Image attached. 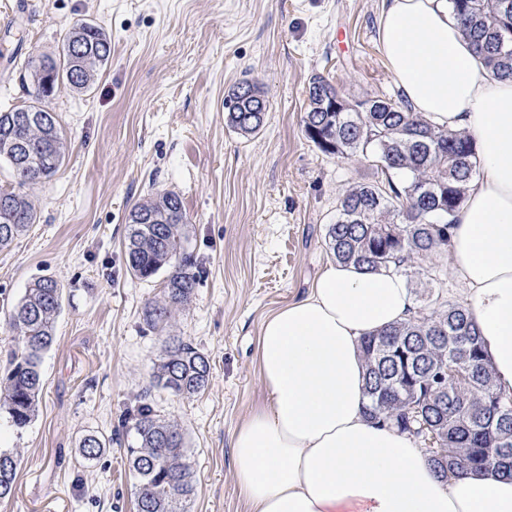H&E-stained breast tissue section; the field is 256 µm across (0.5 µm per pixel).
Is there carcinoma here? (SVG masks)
I'll return each instance as SVG.
<instances>
[{
  "mask_svg": "<svg viewBox=\"0 0 512 512\" xmlns=\"http://www.w3.org/2000/svg\"><path fill=\"white\" fill-rule=\"evenodd\" d=\"M464 36L498 77L512 78V0H449ZM112 55L103 28L74 24L61 52L24 61L33 99L16 112L0 109V160L16 187L0 188V247L29 231L36 212L26 188L49 180L62 165L66 144L56 113L46 99L62 85L88 91ZM336 88L321 73L305 87L301 125L322 153L371 158L385 175L338 198L327 244L335 260L371 271L391 269L415 285L421 262L451 247L452 218L465 204L476 152L464 132L438 127L411 111L402 97H373L337 110L317 93ZM263 111H252L255 98ZM269 102L259 83L243 80L224 96L225 125L249 137L265 125ZM124 249L131 274L149 280L164 272L163 299L145 307L147 326L159 329L171 311L188 305L200 272L185 247L189 221L180 195L157 193L133 205ZM418 305L411 319L361 339L366 367L365 415L397 428L424 445L442 478L472 467L512 472V399L497 391L481 336L461 305L430 290L411 289ZM63 292L50 278L36 281L11 313L21 348L8 354L0 377V412L22 429L35 416L42 391V359L54 342ZM208 358L178 337L166 341L154 363L151 384L176 395L205 390ZM137 446L127 449L128 469L138 483L136 512H187L195 495L193 471L185 459V438L177 425L158 416L144 397L127 413ZM112 439L84 436V459L100 457ZM18 460L0 448V500L15 493Z\"/></svg>",
  "mask_w": 512,
  "mask_h": 512,
  "instance_id": "obj_1",
  "label": "carcinoma"
}]
</instances>
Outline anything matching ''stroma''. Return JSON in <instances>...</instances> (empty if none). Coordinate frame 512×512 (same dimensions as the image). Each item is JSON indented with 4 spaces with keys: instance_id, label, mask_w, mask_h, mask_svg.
Segmentation results:
<instances>
[{
    "instance_id": "35a3bbf8",
    "label": "stroma",
    "mask_w": 512,
    "mask_h": 512,
    "mask_svg": "<svg viewBox=\"0 0 512 512\" xmlns=\"http://www.w3.org/2000/svg\"><path fill=\"white\" fill-rule=\"evenodd\" d=\"M383 0H0V108L28 104L30 80L8 59L55 55L76 20L101 25L112 57L91 89L49 100L68 143L49 183L35 187L37 222L0 249V351L16 347L9 313L35 280L63 290L55 340L42 362L37 413L0 427L20 460L0 512H133L136 488L122 426L142 396L185 434L196 495L191 512H246L232 472V435L265 399L256 349L265 318L305 295L334 257L326 242L339 196L373 180L370 160L328 156L300 117L312 73L349 100L394 97L379 39ZM270 103L248 138L224 123V95L244 79ZM180 194L186 243L201 272L165 334L190 340L211 364L191 397L149 389L161 337L144 321L162 280L126 267L131 206ZM88 434L113 437L94 461Z\"/></svg>"
}]
</instances>
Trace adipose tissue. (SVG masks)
<instances>
[{
    "label": "adipose tissue",
    "mask_w": 512,
    "mask_h": 512,
    "mask_svg": "<svg viewBox=\"0 0 512 512\" xmlns=\"http://www.w3.org/2000/svg\"><path fill=\"white\" fill-rule=\"evenodd\" d=\"M390 74L412 111L476 143L479 173L451 229L449 273L497 389L512 395V79L479 57L448 0H389ZM406 279L331 263L307 294L263 322V404L235 429L232 468L248 512H512V475L439 478L423 449L364 414L363 336L409 318Z\"/></svg>",
    "instance_id": "adipose-tissue-1"
}]
</instances>
